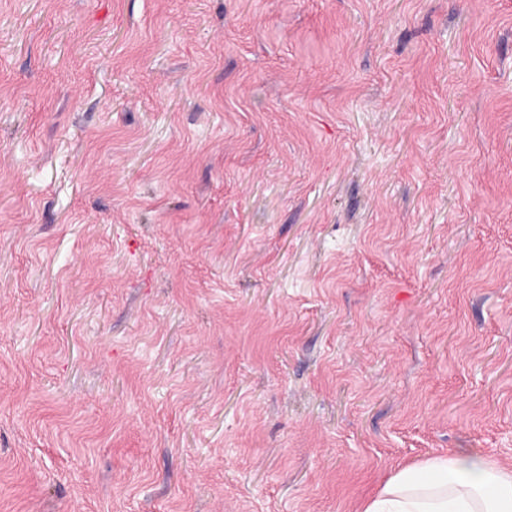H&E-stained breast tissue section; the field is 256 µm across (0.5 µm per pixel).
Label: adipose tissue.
Returning <instances> with one entry per match:
<instances>
[{
  "label": "adipose tissue",
  "mask_w": 512,
  "mask_h": 512,
  "mask_svg": "<svg viewBox=\"0 0 512 512\" xmlns=\"http://www.w3.org/2000/svg\"><path fill=\"white\" fill-rule=\"evenodd\" d=\"M362 512H512V470L474 451L428 457L399 468Z\"/></svg>",
  "instance_id": "obj_1"
}]
</instances>
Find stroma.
Masks as SVG:
<instances>
[{
    "mask_svg": "<svg viewBox=\"0 0 512 512\" xmlns=\"http://www.w3.org/2000/svg\"><path fill=\"white\" fill-rule=\"evenodd\" d=\"M512 468V0H0V512H362ZM512 470L478 452L425 458L393 473L362 512H511Z\"/></svg>",
    "mask_w": 512,
    "mask_h": 512,
    "instance_id": "stroma-1",
    "label": "stroma"
}]
</instances>
